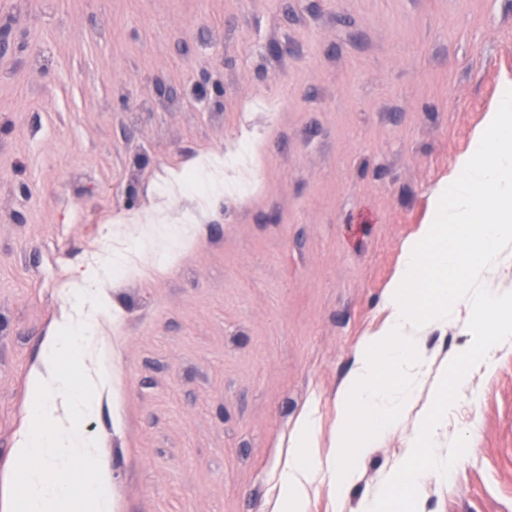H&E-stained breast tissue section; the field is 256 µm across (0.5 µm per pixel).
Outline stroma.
I'll list each match as a JSON object with an SVG mask.
<instances>
[{
	"label": "stroma",
	"mask_w": 512,
	"mask_h": 512,
	"mask_svg": "<svg viewBox=\"0 0 512 512\" xmlns=\"http://www.w3.org/2000/svg\"><path fill=\"white\" fill-rule=\"evenodd\" d=\"M507 77L512 0H0V470L90 269L112 393L84 427L115 512H271L303 411L329 453L402 247ZM207 81L221 94L196 100ZM141 240L133 270L109 264ZM468 319L428 329L431 374ZM468 377L434 439L467 452L420 477L417 512H512V346ZM416 426L378 440L344 504L315 484L307 512H361Z\"/></svg>",
	"instance_id": "obj_1"
}]
</instances>
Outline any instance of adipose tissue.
<instances>
[{
  "mask_svg": "<svg viewBox=\"0 0 512 512\" xmlns=\"http://www.w3.org/2000/svg\"><path fill=\"white\" fill-rule=\"evenodd\" d=\"M104 303L94 279L82 277L71 288V310L41 348V361L28 382L30 408L17 432L10 467L16 478L0 512H73L82 501L84 512H110L102 495L112 481L110 463L98 441L81 422L94 414L101 395L112 391V363L98 350L95 367L73 389L64 363L95 344L97 317Z\"/></svg>",
  "mask_w": 512,
  "mask_h": 512,
  "instance_id": "obj_1",
  "label": "adipose tissue"
}]
</instances>
